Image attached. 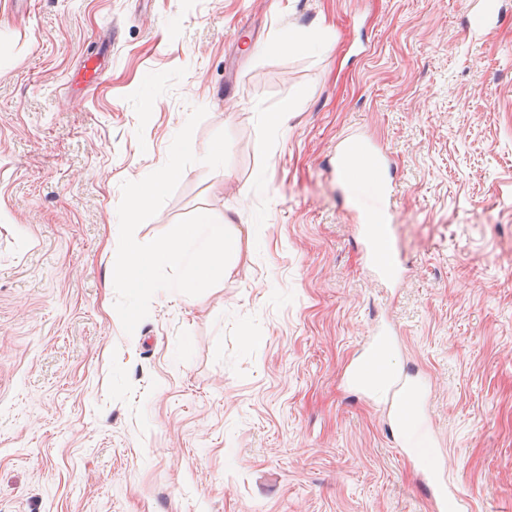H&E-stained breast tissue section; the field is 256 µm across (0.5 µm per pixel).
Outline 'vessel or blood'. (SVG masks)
Masks as SVG:
<instances>
[{
	"mask_svg": "<svg viewBox=\"0 0 512 512\" xmlns=\"http://www.w3.org/2000/svg\"><path fill=\"white\" fill-rule=\"evenodd\" d=\"M499 0H473L468 29L472 40H482L493 30L500 18ZM330 166L339 180L349 181L352 167H360L376 189V219L361 228L363 252L368 265L382 282L396 287L402 279V266L385 245V220L393 214L395 189L394 169L388 156L367 141L357 137L340 140L330 157ZM395 331L383 325L375 327L364 343L365 359L350 370L354 381L364 377L367 362L381 361L394 341ZM369 397L380 403L386 412L392 441L403 455H417L415 427L421 426L426 408L428 383L418 375L384 366L367 388ZM422 490L431 512H472L471 498L452 479L447 469L427 470Z\"/></svg>",
	"mask_w": 512,
	"mask_h": 512,
	"instance_id": "obj_1",
	"label": "vessel or blood"
}]
</instances>
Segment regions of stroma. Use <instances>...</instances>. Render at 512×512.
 Masks as SVG:
<instances>
[{"label": "stroma", "instance_id": "1", "mask_svg": "<svg viewBox=\"0 0 512 512\" xmlns=\"http://www.w3.org/2000/svg\"><path fill=\"white\" fill-rule=\"evenodd\" d=\"M0 0V512H430L420 467L344 376L376 322L431 379L475 512H512V0ZM113 38L105 81L83 57ZM293 111H282L284 102ZM203 155L135 231L250 225L230 277L157 292L125 334L121 184L193 107ZM398 171L401 287L371 276L326 161ZM501 9L498 0H474L468 29L471 39L475 42L482 40L493 30L500 18Z\"/></svg>", "mask_w": 512, "mask_h": 512}]
</instances>
